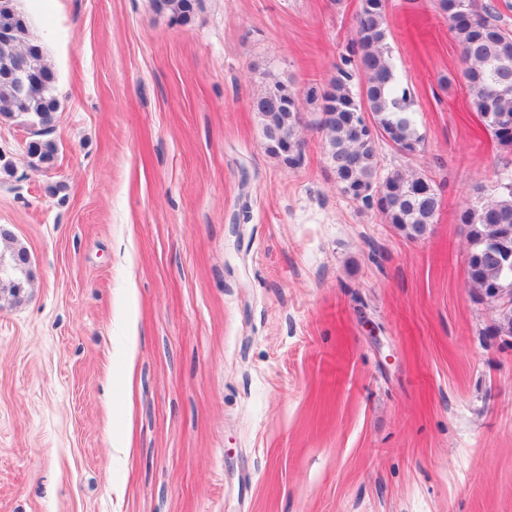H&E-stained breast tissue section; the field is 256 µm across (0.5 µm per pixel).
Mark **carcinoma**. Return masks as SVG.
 Listing matches in <instances>:
<instances>
[{
    "label": "carcinoma",
    "instance_id": "cac0c4a2",
    "mask_svg": "<svg viewBox=\"0 0 512 512\" xmlns=\"http://www.w3.org/2000/svg\"><path fill=\"white\" fill-rule=\"evenodd\" d=\"M158 9L169 14L174 24L185 23L192 14L195 0H155ZM388 0H362L357 16L356 38L341 58L336 75L325 84L307 87L305 99L328 114L319 128L325 134L324 153L336 177L339 191L367 206L372 196H361L357 188L373 186L388 202L381 211L385 220L409 240L426 237L440 208V197L427 175L413 170L393 171L378 179L376 145L359 133L353 119L356 112H366L371 123L385 132L396 144L419 147L424 137L419 132L411 110L409 92L399 84L388 43L386 20ZM441 13L448 17L449 30L459 49V62L466 80L470 105L483 127L504 148H512V32L499 24L495 6L481 8L473 0H438ZM13 30L16 41L0 42V58L16 57L18 63L31 60L39 76L37 86L22 90L0 77V122L21 118L38 126L41 139L28 153L37 163L46 164L57 158V145L42 139L51 127L59 107L55 95L56 77L44 59L43 47L29 38V21L18 0H0V31ZM360 76L362 85L352 91V81ZM288 88L273 77L256 104L264 138L270 133L288 137L299 145L304 140L298 132L301 125L299 104L273 106L270 93ZM470 246L466 276L469 287L480 301L492 305L494 296L512 298V268L502 253L491 245L496 238L512 242V177H504L491 190L477 186L475 201L461 213ZM10 279L9 287H23L29 272L8 261L0 263V276ZM492 332L512 336V307L496 308Z\"/></svg>",
    "mask_w": 512,
    "mask_h": 512
}]
</instances>
